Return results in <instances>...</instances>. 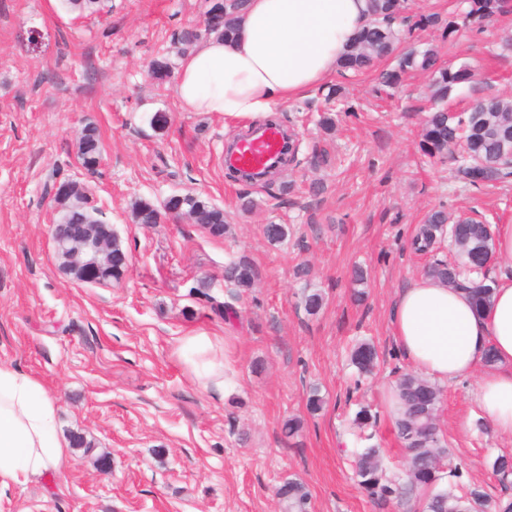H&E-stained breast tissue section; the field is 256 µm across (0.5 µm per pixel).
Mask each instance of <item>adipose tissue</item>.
I'll return each mask as SVG.
<instances>
[{
	"label": "adipose tissue",
	"instance_id": "adipose-tissue-1",
	"mask_svg": "<svg viewBox=\"0 0 512 512\" xmlns=\"http://www.w3.org/2000/svg\"><path fill=\"white\" fill-rule=\"evenodd\" d=\"M368 0H248L234 36L211 38L182 57L175 86L186 112L234 118L267 115L329 83ZM395 342L415 370L443 383L476 376V403L512 435V273L477 310L461 290L421 276L402 288L392 315ZM215 337H183L179 355L204 388L223 394L224 359ZM495 362L485 366L487 353ZM70 449L56 430V404L28 373L0 363V489L58 473Z\"/></svg>",
	"mask_w": 512,
	"mask_h": 512
}]
</instances>
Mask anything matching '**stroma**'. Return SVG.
I'll use <instances>...</instances> for the list:
<instances>
[{
  "label": "stroma",
  "instance_id": "stroma-1",
  "mask_svg": "<svg viewBox=\"0 0 512 512\" xmlns=\"http://www.w3.org/2000/svg\"><path fill=\"white\" fill-rule=\"evenodd\" d=\"M205 9L206 0H112L111 12L78 19L63 0H0V363L30 373L56 399L62 438L80 434L93 446L71 449L68 467L50 481L0 490V512H282L274 490L291 476L306 482L311 512H406L371 500L351 460L369 444L388 467L402 456L386 397L411 365L391 316L400 288L429 260L411 236L440 207L512 223V182L455 185L452 163L419 149L428 77L409 76L387 96L377 94L374 70L337 72L355 112L337 113L332 134L318 125L332 106L326 88L273 112L298 134L299 165L267 186L237 180L224 166V145L246 123L181 111L174 80L146 72L150 59L173 57V34ZM506 31L511 13L467 24L453 47L439 30L418 32L442 61L479 69V84L456 91V107L512 94ZM88 123L105 146L91 179L95 199L131 260L114 285L75 282L51 243L59 213L43 184L55 172L83 178L75 133ZM316 145L331 162L315 169L308 158ZM187 192L224 208L226 238L186 221L133 223L135 200L159 204ZM270 223L288 225L283 242L264 238ZM233 255L255 266L249 292L224 280ZM300 263L308 276H295ZM356 265L367 274L361 302L352 298ZM305 288L325 296L317 315L298 305ZM214 301L232 315L216 314ZM197 332L224 348L223 395L205 390L178 354L182 338ZM365 338L377 345L380 368L355 393L348 352ZM471 386L443 387L447 459L463 464L466 483L512 501V485L490 468L497 455H512V436L483 425ZM315 388L324 407L313 414ZM362 405L377 416L369 441L351 424ZM291 417L303 428L288 438L282 425Z\"/></svg>",
  "mask_w": 512,
  "mask_h": 512
}]
</instances>
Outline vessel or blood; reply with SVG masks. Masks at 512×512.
<instances>
[{
  "label": "vessel or blood",
  "instance_id": "1",
  "mask_svg": "<svg viewBox=\"0 0 512 512\" xmlns=\"http://www.w3.org/2000/svg\"><path fill=\"white\" fill-rule=\"evenodd\" d=\"M288 142V133L278 125H263L237 139L224 154L227 169L265 172L278 166Z\"/></svg>",
  "mask_w": 512,
  "mask_h": 512
}]
</instances>
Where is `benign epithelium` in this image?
I'll use <instances>...</instances> for the list:
<instances>
[{"mask_svg": "<svg viewBox=\"0 0 512 512\" xmlns=\"http://www.w3.org/2000/svg\"><path fill=\"white\" fill-rule=\"evenodd\" d=\"M51 238L57 259L65 260L64 272L80 275L78 282L97 283L96 274L103 264V256L112 250V231L96 226H84L77 238L69 241L51 225Z\"/></svg>", "mask_w": 512, "mask_h": 512, "instance_id": "1", "label": "benign epithelium"}]
</instances>
